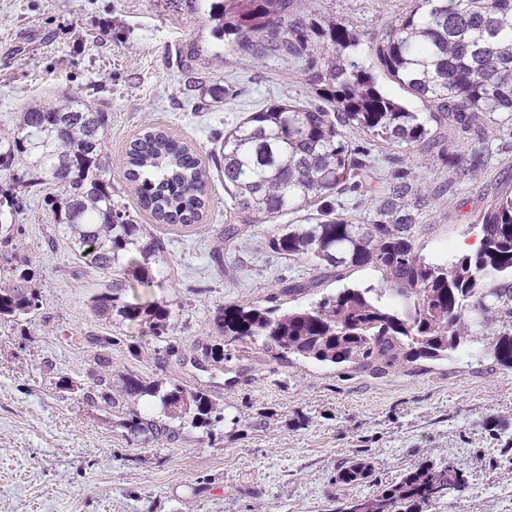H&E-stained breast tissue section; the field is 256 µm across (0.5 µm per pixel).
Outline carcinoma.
<instances>
[{
	"label": "carcinoma",
	"mask_w": 512,
	"mask_h": 512,
	"mask_svg": "<svg viewBox=\"0 0 512 512\" xmlns=\"http://www.w3.org/2000/svg\"><path fill=\"white\" fill-rule=\"evenodd\" d=\"M213 35L234 51L264 59L278 54L307 65L316 100L278 101L250 112L224 131L218 154L229 219L220 236L231 246L241 226L304 213L299 224H283L273 250L292 260L310 257L323 266L307 283L286 280L290 295L341 282L356 270L380 274L376 284H351L308 308L234 305L218 309L215 323L227 344L263 340L283 357L351 370L382 371L419 359L440 360L469 348L512 367V191L493 196L476 216L479 247L447 260H432L417 244V210L429 192L399 156L379 158L367 143L428 152L432 125L448 124L461 138L483 131V146L466 157L472 170L488 165L487 144L512 129V0H414L404 13L384 21L369 41L328 13L296 10L293 0H212ZM370 52L377 67L363 61ZM398 84L429 109L411 112L383 92L379 75ZM111 112L74 95L31 106L14 131L0 136V163L17 165L15 188L0 197L9 209L44 196L59 229L90 267L115 272L91 297L95 314L108 320L148 325L165 333L170 310L159 303L123 299L135 288L156 283L151 263L164 249L112 201L103 153ZM366 137L357 143L347 136ZM127 178L140 207L156 220L189 226L206 205L205 174L195 151L166 131L151 129L127 152ZM356 194L374 202L373 216L360 223L338 204ZM12 278L0 282V318L36 313L41 296L28 286L26 258ZM198 370L224 362V349L207 347ZM87 400L107 407L112 397V361L97 357L82 383ZM159 397L162 409L191 418L196 427L222 421L219 402L200 386L175 384L161 393L127 378L125 395ZM133 428L155 437L174 431L152 421ZM356 459L339 472L351 484L371 475ZM463 472L448 462H423L380 494L352 500L342 512H423L430 502L454 500L464 491Z\"/></svg>",
	"instance_id": "carcinoma-1"
}]
</instances>
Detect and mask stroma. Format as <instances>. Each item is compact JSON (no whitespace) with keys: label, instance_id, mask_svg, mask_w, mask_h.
<instances>
[{"label":"stroma","instance_id":"stroma-1","mask_svg":"<svg viewBox=\"0 0 512 512\" xmlns=\"http://www.w3.org/2000/svg\"><path fill=\"white\" fill-rule=\"evenodd\" d=\"M294 3L369 35L411 0ZM211 29L190 0H0V133L16 127L26 106L63 95L107 104L112 198L169 242L155 260L158 286L126 298L163 300L171 311L160 337L97 316L90 298L111 273L75 258L43 196L0 216L17 229L12 246H0V280L14 256L25 257L42 300L35 316L0 320V512H340L350 498L376 494L425 461L454 463L467 480L454 504L438 501L425 512H512V368L459 351L376 374L285 361L259 342L225 344L214 324L219 308L273 296L283 307L307 308L340 284L281 294L280 278L320 274L314 260H288L270 247L279 224L297 215L244 227L229 249L220 239L227 197L216 167L219 135L272 102L314 94L303 63L224 54ZM198 77L223 88V102L198 97L191 89ZM149 127L197 151L208 197L199 223L161 224L140 208L126 152ZM490 149L487 173L400 149L431 186L455 185L418 216L428 257L476 245L475 215L512 189V133ZM217 250L223 263L212 258ZM90 333L122 337L108 351L120 398L110 409L81 390L96 353L85 341ZM212 345L226 354L219 370L182 365V356ZM131 375L164 390L204 385L224 419L209 429L182 425L171 442L134 432L135 415L171 420L156 397L123 398ZM356 459L371 463V476L340 483V469Z\"/></svg>","mask_w":512,"mask_h":512}]
</instances>
